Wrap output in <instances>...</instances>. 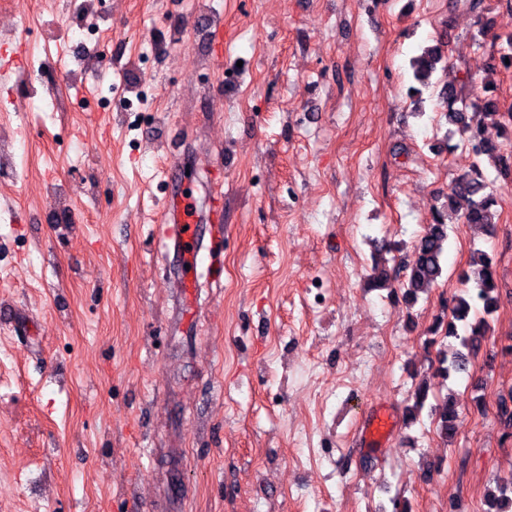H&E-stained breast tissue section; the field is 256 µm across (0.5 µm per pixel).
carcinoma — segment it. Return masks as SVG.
Returning a JSON list of instances; mask_svg holds the SVG:
<instances>
[{
	"mask_svg": "<svg viewBox=\"0 0 512 512\" xmlns=\"http://www.w3.org/2000/svg\"><path fill=\"white\" fill-rule=\"evenodd\" d=\"M445 42L439 40L433 46L423 49L412 59L411 67L415 78L427 81L437 66L445 63ZM447 104L448 124L457 128L460 141L448 145V150L464 148L475 157L485 156L499 161V175L506 181L512 180V156L503 154V144L484 136L480 114L499 111L497 87L486 82L479 88V100L474 111H468L459 97L458 89L450 84L441 90ZM486 178L476 164L448 187V211L464 224H480L493 228L498 223L497 199L487 191ZM448 248V224L445 214L437 212L432 223L427 225L419 238L412 264L403 266L405 271L399 288L408 305L417 303L420 294L434 287L442 275V260ZM465 282L473 287L465 288L452 299V319L437 320L430 329L433 336L440 333L445 337L459 340L460 349L439 358L438 372L445 377L468 370L471 359L477 354L480 342L490 330L487 316L494 313L499 304L497 292V270L494 258L487 252L476 250L472 253L469 269L462 274ZM429 385L423 381L413 396V403L405 406L404 417L412 423L421 415L428 398ZM434 422L443 439L453 438L458 430V413L453 397L449 396L433 408ZM488 512H512V480L496 483L487 494Z\"/></svg>",
	"mask_w": 512,
	"mask_h": 512,
	"instance_id": "carcinoma-1",
	"label": "carcinoma"
}]
</instances>
